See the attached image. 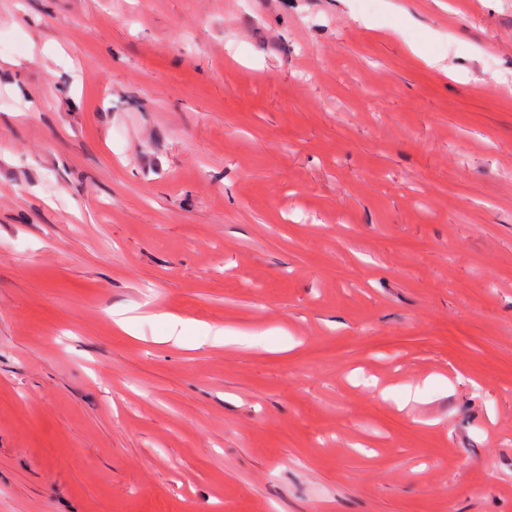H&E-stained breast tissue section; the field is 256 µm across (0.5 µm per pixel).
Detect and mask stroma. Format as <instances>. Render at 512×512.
Listing matches in <instances>:
<instances>
[{"label": "stroma", "instance_id": "1", "mask_svg": "<svg viewBox=\"0 0 512 512\" xmlns=\"http://www.w3.org/2000/svg\"><path fill=\"white\" fill-rule=\"evenodd\" d=\"M0 512H512V0H0Z\"/></svg>", "mask_w": 512, "mask_h": 512}]
</instances>
